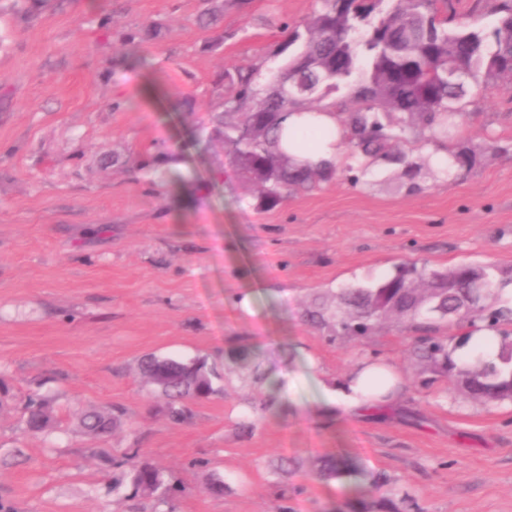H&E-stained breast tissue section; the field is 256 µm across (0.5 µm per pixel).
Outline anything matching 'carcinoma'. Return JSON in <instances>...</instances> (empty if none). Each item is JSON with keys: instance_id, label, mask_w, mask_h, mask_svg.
<instances>
[{"instance_id": "1", "label": "carcinoma", "mask_w": 512, "mask_h": 512, "mask_svg": "<svg viewBox=\"0 0 512 512\" xmlns=\"http://www.w3.org/2000/svg\"><path fill=\"white\" fill-rule=\"evenodd\" d=\"M319 7L301 26L288 31L276 55L284 60L276 69L259 59L246 67L225 69L218 84L227 87L213 110L211 127L197 132V141L233 140L237 129H252L250 142L229 157L234 175L259 188L257 207L268 210L289 195L331 182L337 166L312 167L296 163L280 145L279 132L288 114L299 110L337 109L346 134L343 145L352 163L348 180L357 185L372 166H397L407 192L417 183L429 159L412 152L427 145L456 140L448 148L442 175L474 170L487 155L507 151L493 139L459 140L465 120L464 99L490 86L512 89V4L495 5L489 28L459 11L460 0H317ZM221 19L218 7L203 8L199 26L211 29ZM159 35L145 24L124 40L134 45ZM302 78L303 91L284 99L276 86L278 73ZM345 89L338 104L323 103L330 93ZM496 283L488 298L473 287L477 280ZM512 271L496 265L460 263L446 268L405 261L381 278L338 289L335 304L323 300L305 311L313 327L330 326L336 338L361 342L387 321L414 333L409 357L423 383H441L465 398L483 404L512 402ZM461 334L441 333L440 324ZM478 330L493 333L484 346L465 355ZM139 374L160 379L155 390L166 400L170 422L189 419L187 401L219 392L216 361L207 356L174 359L145 356ZM124 413L121 407L83 413L79 428L100 437L114 430ZM25 429L34 435L55 422L49 401L31 396L24 406ZM104 463L112 467L116 501L144 497L174 512L183 486L152 462L130 449ZM356 471L368 479L372 495L357 501L352 512H421L417 500L398 480L383 471L369 470L346 459L321 462L325 477Z\"/></svg>"}]
</instances>
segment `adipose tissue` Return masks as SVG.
I'll return each instance as SVG.
<instances>
[{"label": "adipose tissue", "mask_w": 512, "mask_h": 512, "mask_svg": "<svg viewBox=\"0 0 512 512\" xmlns=\"http://www.w3.org/2000/svg\"><path fill=\"white\" fill-rule=\"evenodd\" d=\"M314 128L325 129L326 137L311 148L295 151V158L313 166L338 163L343 153L339 128L331 114L301 110L290 113L283 124V131L287 134H300ZM371 372L369 366L359 367L343 382L337 383L335 390L329 392V402L344 412L366 415L375 408L387 406L398 399L401 390L400 379L391 378L383 388L373 389L366 384Z\"/></svg>", "instance_id": "ef3b65f1"}]
</instances>
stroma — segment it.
<instances>
[{"mask_svg": "<svg viewBox=\"0 0 512 512\" xmlns=\"http://www.w3.org/2000/svg\"><path fill=\"white\" fill-rule=\"evenodd\" d=\"M224 45L205 49L201 0H42L32 16L0 0V502L15 512H153L147 499L114 504L101 452H140L178 478L175 512H349L362 492L344 474L322 480V457H349L397 478L425 512H512V403L482 405L407 370L404 328L381 326L364 344L330 341L305 325L316 297L381 277L400 261H463L512 268V153L421 189L391 171L365 183L344 177L257 207L254 186L213 183L229 155L196 145L218 96L216 73L272 57L283 28L315 0H216ZM147 21L139 66L122 38ZM197 100L181 111L183 97ZM462 136L512 142V91L468 98ZM164 151L141 170L150 145ZM113 151L120 165L98 164ZM251 295L250 312L237 299ZM255 355L253 373L231 358ZM149 354L218 361L221 391L171 424L142 382ZM400 370L403 394L370 415H336L322 378L340 380L364 360ZM273 399L255 408L257 392ZM53 398L49 438L24 431L29 395ZM126 410L109 438L76 428L79 413ZM296 458L289 478L277 456ZM196 459L206 469L193 468ZM224 482L215 497L207 474Z\"/></svg>", "mask_w": 512, "mask_h": 512, "instance_id": "1", "label": "stroma"}]
</instances>
